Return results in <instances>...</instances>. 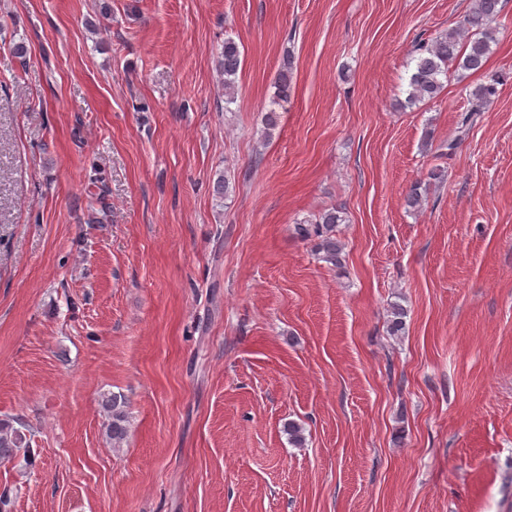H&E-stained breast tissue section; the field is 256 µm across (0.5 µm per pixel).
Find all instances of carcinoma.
<instances>
[{
    "mask_svg": "<svg viewBox=\"0 0 512 512\" xmlns=\"http://www.w3.org/2000/svg\"><path fill=\"white\" fill-rule=\"evenodd\" d=\"M501 0H474L472 10L464 16L456 27L439 34L414 48L411 66L407 71V90L405 99L398 102L402 109H411L425 100L439 96L444 88L443 79L448 77L449 68L478 73L485 69L491 44L497 41L496 29L492 22L501 12ZM293 58L283 57L277 80V94L288 98L292 83ZM240 66V50L232 40L224 41V50L220 62V73L224 78V103L235 101V88ZM504 76L493 74L483 83L469 91L467 107L460 114L458 135L448 140L446 156L456 154L462 137L476 125L484 107L498 95V86L503 84ZM428 185L416 182L406 195V206L420 209L427 201ZM343 209L332 207L320 213L315 221L297 225V233L304 239L314 238L315 252L323 262L340 269L344 263L345 244L339 237L338 226L344 223ZM406 310L395 305L391 309L388 330L393 335L404 332ZM102 407L109 416L106 434L112 447H118L128 432L125 401L121 396L110 394L102 399ZM26 434L0 421V461H10L20 452L27 451Z\"/></svg>",
    "mask_w": 512,
    "mask_h": 512,
    "instance_id": "obj_1",
    "label": "carcinoma"
}]
</instances>
